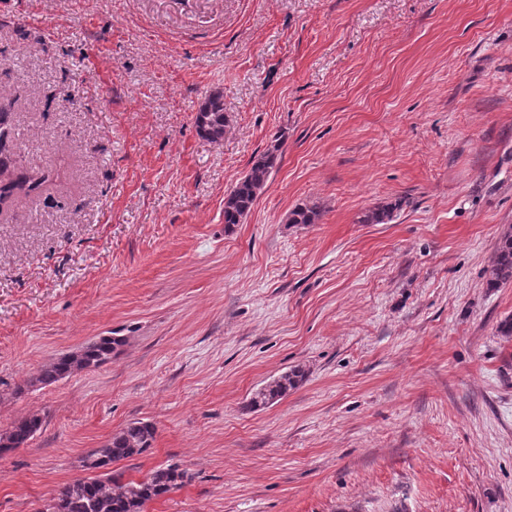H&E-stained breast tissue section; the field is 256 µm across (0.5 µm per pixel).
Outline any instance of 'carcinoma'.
<instances>
[{
    "mask_svg": "<svg viewBox=\"0 0 512 512\" xmlns=\"http://www.w3.org/2000/svg\"><path fill=\"white\" fill-rule=\"evenodd\" d=\"M198 131L213 142L224 137L223 95L213 93L205 98L195 115ZM15 128L8 113L0 111V208L20 197L30 196L52 181L51 170H22L15 165L11 154ZM279 145H273L252 165L249 172L235 184L224 199V223L239 224L251 210L258 194L266 185L278 157ZM401 203L377 209L365 216L363 222L382 223L392 218ZM318 212L299 207L289 217L291 224H313ZM512 281V230L504 232L492 262L488 285L495 287ZM124 343L118 336H100L85 344L81 358L61 356L40 369L31 384L50 385L87 367L98 368L112 359V354ZM305 375L301 368L293 369L268 382L251 398L253 408L272 405L296 387ZM41 419L27 416L17 420L5 432L9 444L0 445V455L26 446L41 429ZM155 438V427L148 422L127 424L100 448L88 452L92 460L89 469L98 472L94 477L73 480L64 485L57 497L47 505L46 512H143L154 499L182 487L191 475L177 464L151 471L141 480H123V476L109 471L112 463L133 458L147 452Z\"/></svg>",
    "mask_w": 512,
    "mask_h": 512,
    "instance_id": "1",
    "label": "carcinoma"
}]
</instances>
